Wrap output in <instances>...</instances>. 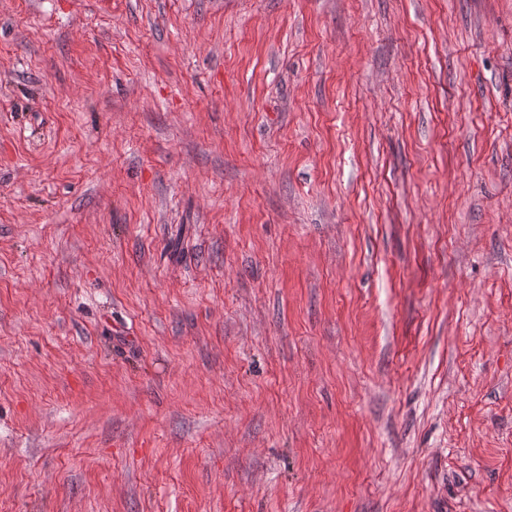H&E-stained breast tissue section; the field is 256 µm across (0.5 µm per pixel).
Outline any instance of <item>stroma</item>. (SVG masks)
Here are the masks:
<instances>
[{"instance_id":"stroma-1","label":"stroma","mask_w":512,"mask_h":512,"mask_svg":"<svg viewBox=\"0 0 512 512\" xmlns=\"http://www.w3.org/2000/svg\"><path fill=\"white\" fill-rule=\"evenodd\" d=\"M0 512H512V0H0Z\"/></svg>"}]
</instances>
